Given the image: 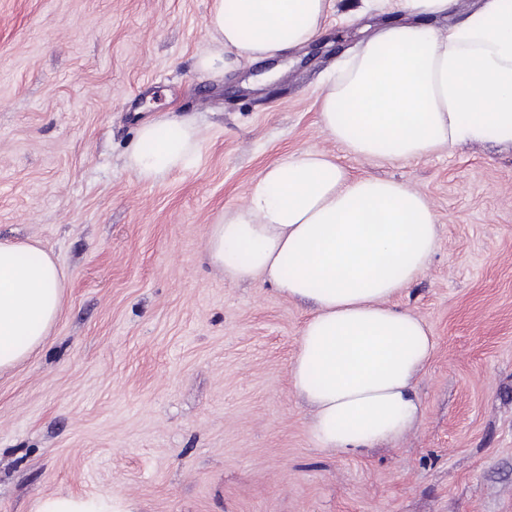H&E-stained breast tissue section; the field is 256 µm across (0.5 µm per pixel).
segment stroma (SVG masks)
<instances>
[{
    "mask_svg": "<svg viewBox=\"0 0 512 512\" xmlns=\"http://www.w3.org/2000/svg\"><path fill=\"white\" fill-rule=\"evenodd\" d=\"M334 0L318 42L213 76L214 0H0V242L63 269L42 346L0 372V512L57 493L134 512H512V144L365 159L318 125L323 77L401 14ZM190 119L199 158L157 182L137 128ZM323 150L434 209L428 269L392 300L435 350L422 419L359 456L316 447L289 370L306 306L205 259L266 165Z\"/></svg>",
    "mask_w": 512,
    "mask_h": 512,
    "instance_id": "obj_1",
    "label": "stroma"
}]
</instances>
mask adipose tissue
Listing matches in <instances>:
<instances>
[{
    "mask_svg": "<svg viewBox=\"0 0 512 512\" xmlns=\"http://www.w3.org/2000/svg\"><path fill=\"white\" fill-rule=\"evenodd\" d=\"M454 3L362 0L410 20L380 31L328 80L319 112L326 139L367 159L512 142V0H480L442 32L412 22L446 15ZM331 9L332 0H214L218 48L196 65L219 74L284 57L320 36ZM201 139L188 120L144 123L125 165L138 180H161L196 161ZM437 237L436 213L421 193L352 176L321 150L267 165L245 202L209 226L213 268L312 306L289 377L319 447L360 454L417 425L414 383L434 342L423 319L390 300L426 271ZM63 288L49 253L0 243V369L42 345ZM35 512L117 510L111 498L66 493L42 497Z\"/></svg>",
    "mask_w": 512,
    "mask_h": 512,
    "instance_id": "adipose-tissue-1",
    "label": "adipose tissue"
}]
</instances>
